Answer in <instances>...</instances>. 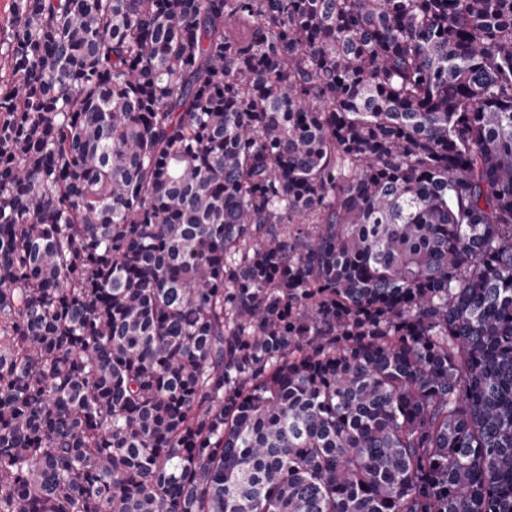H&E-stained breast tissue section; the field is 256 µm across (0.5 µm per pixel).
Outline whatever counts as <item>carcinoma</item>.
<instances>
[{"label":"carcinoma","mask_w":512,"mask_h":512,"mask_svg":"<svg viewBox=\"0 0 512 512\" xmlns=\"http://www.w3.org/2000/svg\"><path fill=\"white\" fill-rule=\"evenodd\" d=\"M0 512H512V0H13Z\"/></svg>","instance_id":"obj_1"}]
</instances>
